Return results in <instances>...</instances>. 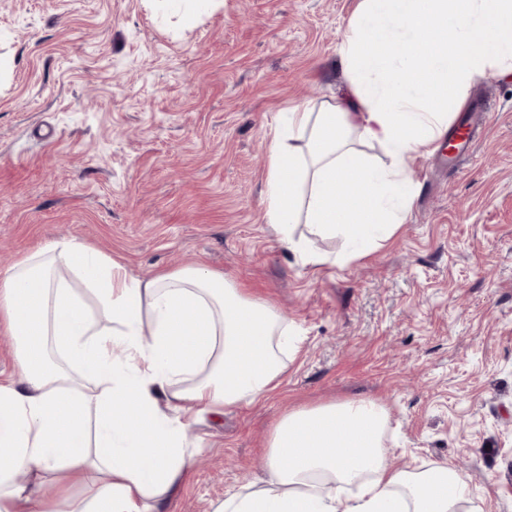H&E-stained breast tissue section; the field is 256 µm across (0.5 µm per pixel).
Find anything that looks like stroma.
Returning a JSON list of instances; mask_svg holds the SVG:
<instances>
[{"label":"stroma","mask_w":512,"mask_h":512,"mask_svg":"<svg viewBox=\"0 0 512 512\" xmlns=\"http://www.w3.org/2000/svg\"><path fill=\"white\" fill-rule=\"evenodd\" d=\"M358 0H0V270L76 239L145 277L200 262L273 304L299 349L279 384L205 415L163 512H213L265 474L288 409L369 397L388 463L455 466L476 512H512V74L469 151L415 157L405 224L366 257L302 265L268 224L281 112L349 88Z\"/></svg>","instance_id":"obj_1"}]
</instances>
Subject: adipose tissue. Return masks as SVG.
Returning a JSON list of instances; mask_svg holds the SVG:
<instances>
[{"label":"adipose tissue","instance_id":"1","mask_svg":"<svg viewBox=\"0 0 512 512\" xmlns=\"http://www.w3.org/2000/svg\"><path fill=\"white\" fill-rule=\"evenodd\" d=\"M337 55L350 96L290 108L269 145L267 221L306 266L329 258L297 242L293 224L344 237L355 258L405 222L409 161L441 139L476 82L512 73V0H359ZM0 325L25 373L0 379V512H57L49 483L88 484L69 512H160L192 464V423L274 389L295 344L272 304L223 274L196 265L134 278L74 239L0 272ZM387 422L371 399L285 412L267 481L228 492L214 512H459L468 487L453 466L389 465Z\"/></svg>","mask_w":512,"mask_h":512}]
</instances>
